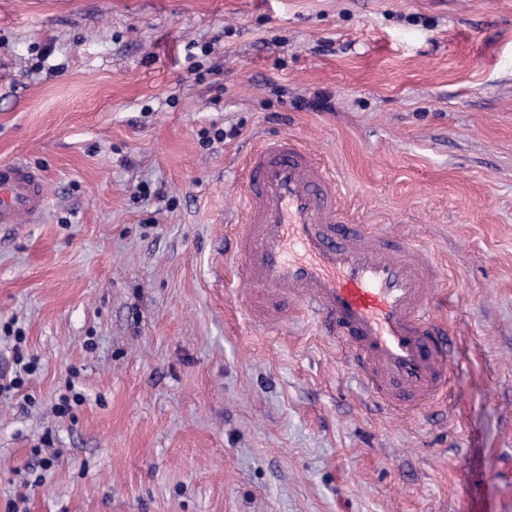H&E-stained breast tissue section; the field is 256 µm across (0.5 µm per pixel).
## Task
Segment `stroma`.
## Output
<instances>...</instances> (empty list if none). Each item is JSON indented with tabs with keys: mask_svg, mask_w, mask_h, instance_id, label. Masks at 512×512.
I'll return each mask as SVG.
<instances>
[{
	"mask_svg": "<svg viewBox=\"0 0 512 512\" xmlns=\"http://www.w3.org/2000/svg\"><path fill=\"white\" fill-rule=\"evenodd\" d=\"M282 134L440 263L451 408L389 416L313 324L250 322L224 238ZM17 158L48 211L0 224V375L39 360L0 512H512V0H0Z\"/></svg>",
	"mask_w": 512,
	"mask_h": 512,
	"instance_id": "stroma-1",
	"label": "stroma"
}]
</instances>
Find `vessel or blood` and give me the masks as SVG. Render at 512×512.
<instances>
[{
    "mask_svg": "<svg viewBox=\"0 0 512 512\" xmlns=\"http://www.w3.org/2000/svg\"><path fill=\"white\" fill-rule=\"evenodd\" d=\"M244 206L228 256L240 280L261 292L254 319L282 309L309 315L342 346L369 395L410 412L447 393L456 362L446 326L434 316L439 270L410 239L351 224L333 167L296 137L260 142L243 161ZM46 178L23 160L0 163V224H36Z\"/></svg>",
    "mask_w": 512,
    "mask_h": 512,
    "instance_id": "obj_1",
    "label": "vessel or blood"
}]
</instances>
